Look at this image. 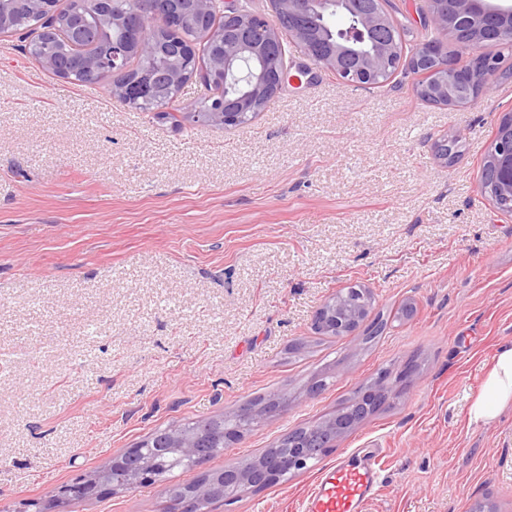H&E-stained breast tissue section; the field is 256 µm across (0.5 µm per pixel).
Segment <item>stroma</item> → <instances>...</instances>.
<instances>
[{
    "label": "stroma",
    "instance_id": "35a3bbf8",
    "mask_svg": "<svg viewBox=\"0 0 512 512\" xmlns=\"http://www.w3.org/2000/svg\"><path fill=\"white\" fill-rule=\"evenodd\" d=\"M24 45L0 37V512L157 428L290 396L205 468L241 463L411 361L416 380L316 466L214 512H302L322 468L366 448L380 483L365 512H512V410L489 428L467 417L512 342V219L480 186L512 113V55L446 108L409 68L343 87L292 46L265 111L224 130L191 118L200 79L173 124L110 82L54 76ZM355 285L382 334L315 333L320 304ZM169 506L152 485L61 512Z\"/></svg>",
    "mask_w": 512,
    "mask_h": 512
}]
</instances>
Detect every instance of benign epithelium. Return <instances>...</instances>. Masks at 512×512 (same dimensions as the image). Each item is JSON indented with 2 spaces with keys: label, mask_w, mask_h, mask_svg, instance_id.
I'll use <instances>...</instances> for the list:
<instances>
[{
  "label": "benign epithelium",
  "mask_w": 512,
  "mask_h": 512,
  "mask_svg": "<svg viewBox=\"0 0 512 512\" xmlns=\"http://www.w3.org/2000/svg\"><path fill=\"white\" fill-rule=\"evenodd\" d=\"M163 3V12L152 10L160 19L172 40L181 42L174 57L169 78L181 84L187 74L184 65L196 54L194 43L182 39L176 25L185 16H192L202 34V40L212 47L210 69L222 75L221 88L214 94L213 108L203 113L199 121L219 127L240 125V114L260 111L280 90L287 75L283 40L288 37L302 46L305 56L316 66L334 74L342 86L368 87L381 72H397L403 59L411 71L422 75L416 87L417 95L440 106H461L476 98L489 81L499 73L500 59L482 52L489 39L482 34V24L490 23V34L496 43L512 44V0H422L424 26L435 37L419 43L405 57V48L397 24L385 7L387 0H367L365 7L355 10L357 0H270L272 15L253 13L234 0H148ZM343 5L352 11L354 23L342 29L334 40H324L319 32L300 20L284 30L285 15L311 12L319 15L332 5ZM143 11L135 8L121 23L130 30V38L112 43L110 54L98 62L99 75H124L136 53L160 50L159 42L147 43L140 35ZM452 37L463 47L454 56L443 51V40ZM486 160L494 170L496 192L491 200L496 209L512 219V115L504 118ZM348 311L343 293L325 300L318 309L316 324L336 336L352 332L367 315ZM176 447L200 460L207 458V448L199 438L176 436ZM316 448L288 449V467L298 472L308 468ZM282 460L270 459L250 470L238 465L224 467V474H233V483L248 491L269 483L278 473ZM149 463L139 464V475L125 465L124 457H114L112 472L82 477L70 487L57 489L48 496L50 512L60 504L76 500V490L104 482L112 476V487L128 490L134 480L147 477Z\"/></svg>",
  "instance_id": "7a95c632"
}]
</instances>
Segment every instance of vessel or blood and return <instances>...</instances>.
Returning a JSON list of instances; mask_svg holds the SVG:
<instances>
[{"instance_id": "vessel-or-blood-1", "label": "vessel or blood", "mask_w": 512, "mask_h": 512, "mask_svg": "<svg viewBox=\"0 0 512 512\" xmlns=\"http://www.w3.org/2000/svg\"><path fill=\"white\" fill-rule=\"evenodd\" d=\"M376 460L364 456L349 464L322 471L320 479L304 503V512H362L379 482Z\"/></svg>"}]
</instances>
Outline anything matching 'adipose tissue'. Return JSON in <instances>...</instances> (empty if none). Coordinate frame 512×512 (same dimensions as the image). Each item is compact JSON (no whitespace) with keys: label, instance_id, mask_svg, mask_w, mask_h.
Segmentation results:
<instances>
[{"label":"adipose tissue","instance_id":"obj_1","mask_svg":"<svg viewBox=\"0 0 512 512\" xmlns=\"http://www.w3.org/2000/svg\"><path fill=\"white\" fill-rule=\"evenodd\" d=\"M512 409V344L500 348L468 409V421L489 426Z\"/></svg>","mask_w":512,"mask_h":512}]
</instances>
